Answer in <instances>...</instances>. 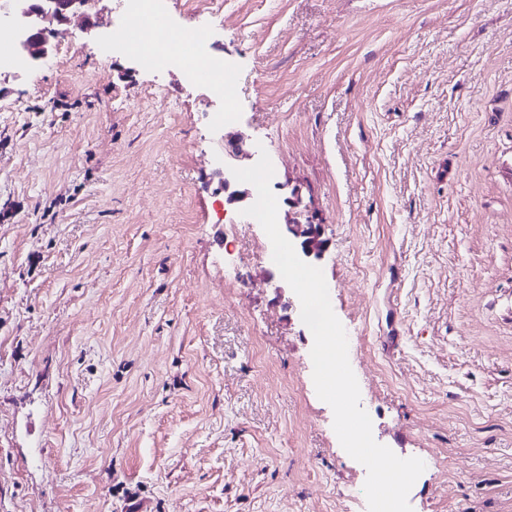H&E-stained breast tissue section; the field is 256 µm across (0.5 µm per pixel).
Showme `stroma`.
I'll list each match as a JSON object with an SVG mask.
<instances>
[{
	"label": "stroma",
	"instance_id": "35a3bbf8",
	"mask_svg": "<svg viewBox=\"0 0 512 512\" xmlns=\"http://www.w3.org/2000/svg\"><path fill=\"white\" fill-rule=\"evenodd\" d=\"M237 118L92 0L0 69V512H358L300 301L214 171L262 145L413 512H512V0H167ZM243 142L244 137L241 133H228V135L225 136L224 172L218 169V174L221 176V181L224 185V191L227 192V195L225 194V201L228 204H235L244 201L248 197V193L245 190H240L237 188L236 181L234 178H232L230 164L226 163V157L229 159H235L239 156L240 153H243ZM285 203L290 208L295 217H290V210L287 214L286 229L288 232V240L292 243L298 257L308 264L321 259L323 253L326 251L327 242L321 237L320 225L310 224L307 221L305 225L298 219L297 216L302 215L300 208L303 206L306 210L307 205H304L300 187L297 185L292 186L289 191V196L285 198Z\"/></svg>",
	"mask_w": 512,
	"mask_h": 512
}]
</instances>
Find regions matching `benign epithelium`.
<instances>
[{"label":"benign epithelium","instance_id":"7a95c632","mask_svg":"<svg viewBox=\"0 0 512 512\" xmlns=\"http://www.w3.org/2000/svg\"><path fill=\"white\" fill-rule=\"evenodd\" d=\"M87 0H16L15 16L19 32V45L25 57L32 63L46 59L52 50V43L47 28L42 22L51 18L59 23H67L73 17L87 19L83 7ZM244 137L235 132L225 136L224 156L234 159L243 152ZM222 176L224 191L227 192L225 201L235 204L244 201L248 193L237 188L232 178L230 164H224V170L218 171ZM285 203L293 216L287 219L286 229L288 240L292 243L296 254L304 262L311 264L321 259L326 251L327 242L321 237L320 225L302 224L298 216L302 215L301 207L304 201L300 187L292 186Z\"/></svg>","mask_w":512,"mask_h":512}]
</instances>
